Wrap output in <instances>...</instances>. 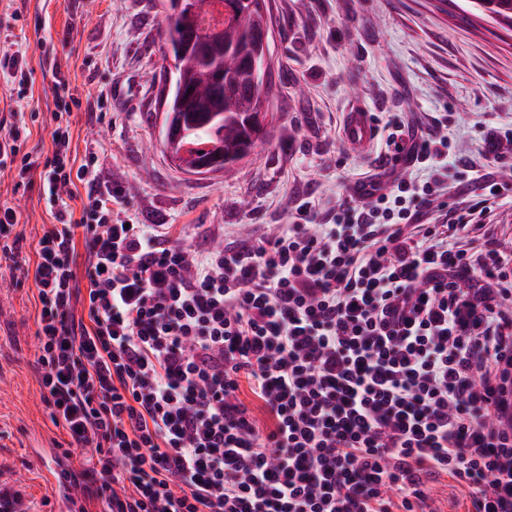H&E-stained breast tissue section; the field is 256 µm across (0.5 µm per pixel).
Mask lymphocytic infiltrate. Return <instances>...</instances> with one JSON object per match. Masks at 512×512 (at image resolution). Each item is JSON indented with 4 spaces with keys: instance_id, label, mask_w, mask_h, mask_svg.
Returning a JSON list of instances; mask_svg holds the SVG:
<instances>
[{
    "instance_id": "1",
    "label": "lymphocytic infiltrate",
    "mask_w": 512,
    "mask_h": 512,
    "mask_svg": "<svg viewBox=\"0 0 512 512\" xmlns=\"http://www.w3.org/2000/svg\"><path fill=\"white\" fill-rule=\"evenodd\" d=\"M42 62L52 151L25 152L31 132L8 112L0 171L14 193L39 188L52 222L29 257L15 209L0 207V256L34 283L40 387L83 458L69 474L83 504L416 512L444 473L471 488L475 512H512V255L491 235L473 253L454 241L506 186L465 170L476 200L429 223L448 139L391 134L426 180L392 171L322 219L307 200L272 236L200 247L124 215L121 190L78 163L64 118L82 102L54 51ZM0 75L21 96L33 82L9 41ZM79 183L77 212L65 198Z\"/></svg>"
}]
</instances>
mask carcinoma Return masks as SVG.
<instances>
[{
    "mask_svg": "<svg viewBox=\"0 0 512 512\" xmlns=\"http://www.w3.org/2000/svg\"><path fill=\"white\" fill-rule=\"evenodd\" d=\"M265 0H238L241 26L224 32L228 43L240 42L242 66L222 69L216 61L219 53L197 48L187 39L188 28L201 27L199 18L208 13L211 0H184L181 7L170 6L165 13L162 57H171L174 71H163L161 79L180 85L182 93L167 98L169 111L184 118L188 139L206 157L221 154L220 166H232L240 160L246 140L262 138L250 130L251 113L260 109L271 96V86L256 84L248 71L254 56L256 38L270 27L271 16L263 12ZM475 10L512 23V0H485L472 3Z\"/></svg>",
    "mask_w": 512,
    "mask_h": 512,
    "instance_id": "obj_1",
    "label": "carcinoma"
}]
</instances>
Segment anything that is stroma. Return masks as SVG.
Wrapping results in <instances>:
<instances>
[{
    "label": "stroma",
    "mask_w": 512,
    "mask_h": 512,
    "mask_svg": "<svg viewBox=\"0 0 512 512\" xmlns=\"http://www.w3.org/2000/svg\"><path fill=\"white\" fill-rule=\"evenodd\" d=\"M273 92L267 139L226 174L190 177L154 148L160 134L161 0H0V39L12 36L34 67L30 94L0 113L19 112L31 130L25 149L47 154L53 110L50 80L39 70L40 44L52 41L86 110L70 123L78 153L93 152L99 180L123 189L143 224H179L212 243L258 238L290 223L303 194L326 212L377 177L385 137L354 148L349 112L365 107L378 125L397 118L403 139L438 126L455 165L505 182L512 145V26L473 11L468 0H266ZM0 173V204L14 206L15 233L33 244L50 223L38 192L14 195ZM471 247L486 234L512 240V197L476 216ZM32 281L0 267V477L20 481L34 512H60L46 483L67 436L54 426L36 371ZM424 491L432 512H473L471 490L448 475Z\"/></svg>",
    "instance_id": "1"
}]
</instances>
